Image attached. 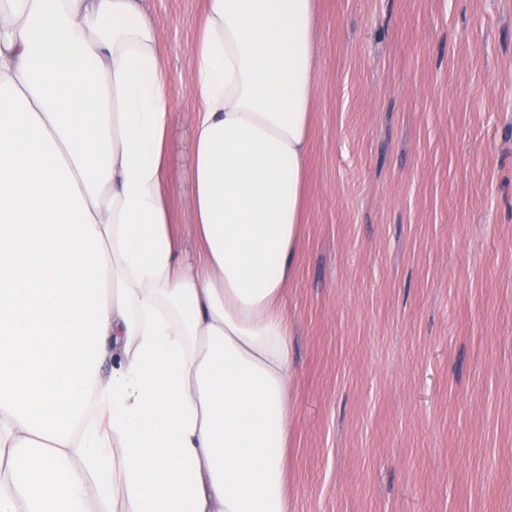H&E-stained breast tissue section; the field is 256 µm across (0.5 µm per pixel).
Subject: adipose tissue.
<instances>
[{"label": "adipose tissue", "instance_id": "obj_1", "mask_svg": "<svg viewBox=\"0 0 512 512\" xmlns=\"http://www.w3.org/2000/svg\"><path fill=\"white\" fill-rule=\"evenodd\" d=\"M315 0H206L185 261L138 0H0V512H290Z\"/></svg>", "mask_w": 512, "mask_h": 512}]
</instances>
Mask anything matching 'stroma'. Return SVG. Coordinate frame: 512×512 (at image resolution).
I'll return each instance as SVG.
<instances>
[{"instance_id": "35a3bbf8", "label": "stroma", "mask_w": 512, "mask_h": 512, "mask_svg": "<svg viewBox=\"0 0 512 512\" xmlns=\"http://www.w3.org/2000/svg\"><path fill=\"white\" fill-rule=\"evenodd\" d=\"M206 0H140L173 108ZM317 92L292 330V512H512V0H316Z\"/></svg>"}]
</instances>
